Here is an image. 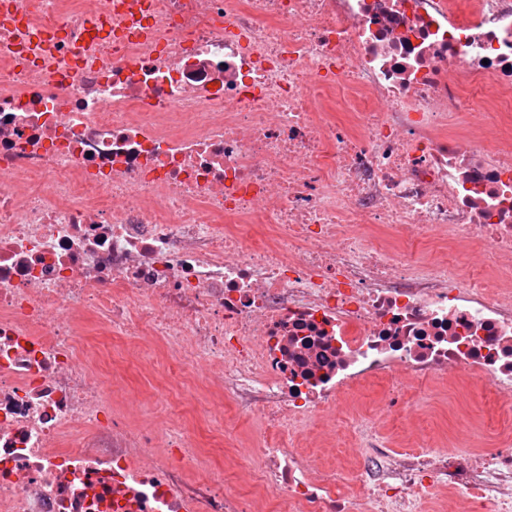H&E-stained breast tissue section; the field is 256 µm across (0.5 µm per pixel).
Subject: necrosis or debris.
Returning a JSON list of instances; mask_svg holds the SVG:
<instances>
[{
    "label": "necrosis or debris",
    "instance_id": "obj_1",
    "mask_svg": "<svg viewBox=\"0 0 512 512\" xmlns=\"http://www.w3.org/2000/svg\"><path fill=\"white\" fill-rule=\"evenodd\" d=\"M137 2L0 0V512H512L508 431L297 446L378 380L512 417V0ZM92 332L233 397L246 489ZM109 351L103 369L110 380V389L115 395H122L129 403L130 416L136 422H151L158 426L172 422L182 426L203 448L210 464L223 466L227 458L237 454L249 453L256 447L255 425L235 408L234 401L224 394V415L218 414L204 418L197 414L194 406L185 401L179 408H165L156 402L160 389V374L149 368L155 363L158 372L175 368L173 355L163 344L146 337L140 346V361L135 366L127 362L128 348L122 339L112 340L88 336L84 349L96 350L97 347ZM112 362V370L108 362ZM235 424L232 436L225 432L227 424ZM220 445L219 447H217ZM223 448V453L215 450Z\"/></svg>",
    "mask_w": 512,
    "mask_h": 512
}]
</instances>
